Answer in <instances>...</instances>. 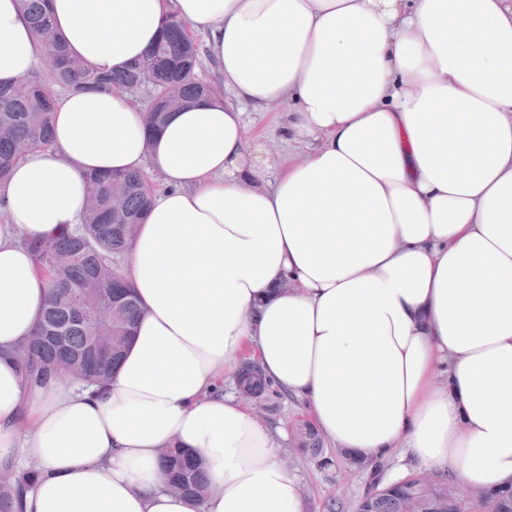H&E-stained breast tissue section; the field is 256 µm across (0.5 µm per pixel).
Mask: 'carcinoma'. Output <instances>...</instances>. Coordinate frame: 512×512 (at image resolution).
<instances>
[{
    "label": "carcinoma",
    "mask_w": 512,
    "mask_h": 512,
    "mask_svg": "<svg viewBox=\"0 0 512 512\" xmlns=\"http://www.w3.org/2000/svg\"><path fill=\"white\" fill-rule=\"evenodd\" d=\"M45 2L21 0L44 52L36 69L13 85L0 87V183L7 180L15 161L52 145L53 85L68 91L145 90L149 135L159 130L170 110L209 96L210 87L195 77L199 48L179 21L168 20L155 46L128 70L107 73L70 56L54 31ZM86 183L88 202L81 224L28 243L37 266L49 274L42 317L17 354L31 387L44 386L58 375L80 378L89 386L106 385L141 314L117 258L126 253L151 208L154 196L146 176L140 171L94 173L87 175ZM238 375L241 388L254 400L266 396L269 385L256 363L241 361ZM294 447L329 462L323 456V439L308 424L299 426ZM160 462L170 492L203 495L205 471L196 454L174 444L162 451ZM415 476L416 472L409 473L388 491L369 490L355 509L419 512ZM35 481L32 471H12L11 479L0 483V512H22L23 491ZM426 512H512V485L501 487L489 504L461 491Z\"/></svg>",
    "instance_id": "carcinoma-1"
}]
</instances>
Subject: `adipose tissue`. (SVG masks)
Wrapping results in <instances>:
<instances>
[{
	"label": "adipose tissue",
	"mask_w": 512,
	"mask_h": 512,
	"mask_svg": "<svg viewBox=\"0 0 512 512\" xmlns=\"http://www.w3.org/2000/svg\"><path fill=\"white\" fill-rule=\"evenodd\" d=\"M73 56L126 70L175 18L223 84L168 112L59 97L50 148L0 185V468L23 512H306L287 430L225 383L241 358L363 460L512 483V0H48ZM43 53L0 0V85ZM230 99H223V92ZM286 111L305 158L275 180L241 111ZM165 184L126 254L143 313L104 388H30L13 357L48 280L29 241L80 223L91 173ZM178 444L203 497L164 488ZM9 481L0 483V512H21L23 510V491L36 481L32 471L11 470Z\"/></svg>",
	"instance_id": "ef3b65f1"
}]
</instances>
